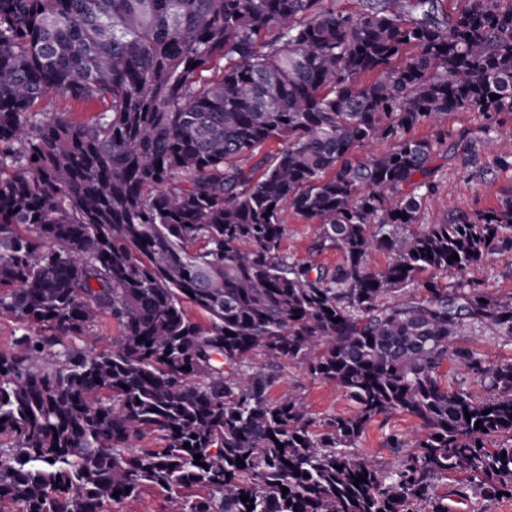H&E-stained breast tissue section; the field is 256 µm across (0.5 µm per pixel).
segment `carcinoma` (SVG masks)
<instances>
[{
	"label": "carcinoma",
	"mask_w": 512,
	"mask_h": 512,
	"mask_svg": "<svg viewBox=\"0 0 512 512\" xmlns=\"http://www.w3.org/2000/svg\"><path fill=\"white\" fill-rule=\"evenodd\" d=\"M358 4L0 0V314L23 329L0 350V512H105L147 486L170 512H448L449 471L512 494V362L450 346L512 342V296L419 279L512 249V192L421 224L437 142L413 134L512 120V6ZM49 92L93 113L45 112ZM289 212L335 265L283 254ZM104 319L114 348L69 343ZM256 355L356 412L313 429L267 373L239 380ZM448 360L487 395L443 387ZM395 412L422 434H389L412 450L383 470L354 447Z\"/></svg>",
	"instance_id": "1"
}]
</instances>
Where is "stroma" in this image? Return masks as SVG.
<instances>
[{
    "label": "stroma",
    "instance_id": "1",
    "mask_svg": "<svg viewBox=\"0 0 512 512\" xmlns=\"http://www.w3.org/2000/svg\"><path fill=\"white\" fill-rule=\"evenodd\" d=\"M499 155H512L511 123L492 125L477 112H460L451 116L448 136L432 164V180L436 189L423 200L424 223H442L455 209L475 213L497 207L501 190L512 187V168L502 169L494 164L495 157ZM316 230V221L289 216L282 243L284 253L319 264H336V253L310 254L309 246ZM464 276L479 282L490 294L502 298L512 296V250L492 255L486 264L465 271ZM252 367L256 370L272 369L275 382L270 389L271 398L276 400L290 393L300 396L316 424L355 411L354 402L334 383L313 377L301 364L283 361L273 367L268 359L258 356L254 358ZM418 429L416 418L406 413H394L387 423L374 422L366 427L357 442V451L379 468L395 469L400 465L402 455L386 447L387 434L395 432L410 437ZM467 479V474L451 472L437 483L438 494L447 496L453 512H512L511 497L493 501L480 497L458 498L456 491L466 484Z\"/></svg>",
    "mask_w": 512,
    "mask_h": 512
}]
</instances>
